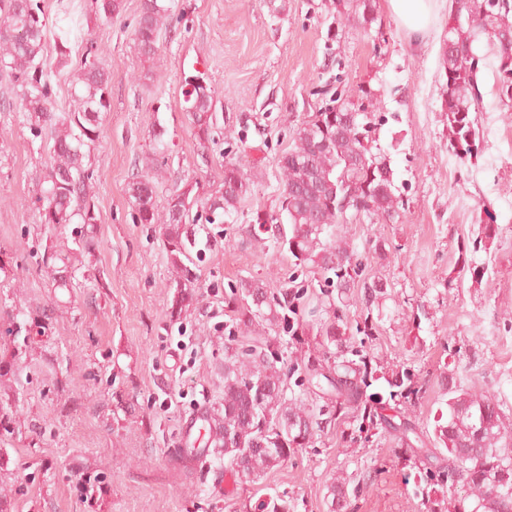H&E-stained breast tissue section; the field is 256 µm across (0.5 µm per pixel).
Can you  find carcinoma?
<instances>
[{"mask_svg": "<svg viewBox=\"0 0 512 512\" xmlns=\"http://www.w3.org/2000/svg\"><path fill=\"white\" fill-rule=\"evenodd\" d=\"M76 0H58V11L70 22L54 32L56 64H68L71 43L83 39L81 20L72 18ZM338 24H357L364 32L380 23L377 0H331ZM123 0H94L95 18L110 21L121 16ZM170 18L165 0H143L135 28L138 53L154 60L158 39ZM47 23L41 0H0V74H6L21 102L31 135L49 149V159L38 178V193L32 199L43 224H77L75 247L51 244L43 262L76 271L72 259L91 254L94 240L90 228L97 224L95 176L89 152L99 139L103 117L111 111L112 74L97 53L89 52L74 74V109L53 111L55 71L47 63ZM486 36V52L476 43ZM492 67L497 79L500 106L512 110V96L503 87V72H512V0H453L448 16V35L441 46L445 84L442 109L448 112V150L465 162L478 156L480 133L471 113L483 111L478 75ZM186 111L192 116V131L201 147L214 140L218 116L213 91L200 75L185 79ZM381 116L341 95L332 105L307 116L297 127L293 144L280 160L283 175L282 200L287 223L274 225L281 248L294 258V265L312 268L336 281L337 298L329 299L316 337L318 358L303 365L297 386H315L320 398L335 405L336 414H355L358 432L369 439L383 424L398 433L405 453L419 459L444 460L429 471L431 487L453 488L452 498L425 492L426 512H512V421L501 408L497 394L474 391L462 385L456 373L441 377L444 407L435 420L433 447L420 437L410 438L414 428L406 405L423 397V385L407 370L380 372L363 346L355 345L345 311L360 302L368 316L357 332L371 340L378 324L373 308L387 298L382 279L363 282V294L351 292L359 271V255L339 235V227L353 221L392 222L401 218V196L396 194L390 160L373 152L372 133ZM250 177L234 162L224 165V180L200 203L199 182L186 181L158 209L154 177H135L129 193L134 199L136 221L161 226L174 293L168 308L176 321L198 303V276L191 269L196 246L192 214L198 203L209 224L224 223V216L238 210L249 191ZM299 294L283 284L272 287L266 278L242 280L229 301L237 305L238 326L252 325L294 329ZM48 323L15 320L7 335H24L28 344L46 334ZM235 337L224 342V398L211 406L216 417L212 456L224 459V467L241 478L256 480L282 466L295 453L313 442L323 424V410L302 395H288L282 369L277 367L279 349L267 341L260 345L234 346ZM384 379L385 394L370 393L373 382ZM395 410L401 423L391 424L382 415ZM420 447H414V443ZM352 479L338 475L327 485L329 512H344ZM260 512H291L288 493H275L259 502Z\"/></svg>", "mask_w": 512, "mask_h": 512, "instance_id": "1", "label": "carcinoma"}]
</instances>
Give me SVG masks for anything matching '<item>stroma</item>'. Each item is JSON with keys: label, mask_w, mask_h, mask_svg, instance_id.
Returning a JSON list of instances; mask_svg holds the SVG:
<instances>
[{"label": "stroma", "mask_w": 512, "mask_h": 512, "mask_svg": "<svg viewBox=\"0 0 512 512\" xmlns=\"http://www.w3.org/2000/svg\"><path fill=\"white\" fill-rule=\"evenodd\" d=\"M142 0H124L118 20L91 21L89 38L105 47L112 74L111 110L91 151L96 179L95 249L71 287L56 288L41 257L47 242L74 237L70 224L42 223L31 200L48 160L33 139L7 80L0 79V332L17 313L47 314L49 330L35 349H14V373L0 379V406L11 432L0 435L10 457L0 472L17 512H256L268 494L288 492L294 512H327V485L354 477L349 512H425L418 469L394 433L358 438L352 416L328 413L313 446L298 449L259 481L236 479L212 460L183 469L170 454L185 421L205 402H220L224 341L233 332L227 297L262 273L273 284L302 289L301 340L285 335L281 367L315 354L313 308L328 284L307 291L297 269L257 216H281L279 158L297 126L336 94L375 93L388 118L377 145L406 183L399 224H345L365 276L393 288L380 334L366 347L385 368H411L426 388L410 416L432 439L443 372L465 386L499 393L512 409V112L499 109L496 77L482 69L483 151L462 163L448 150V115L441 110V46L448 8H441L427 45L412 42L378 0L381 28L337 27L325 0H171L179 22L162 32L153 62L141 60L134 28ZM203 73L220 118L234 138L216 137L201 150L192 135L185 79ZM169 144L155 161L153 130ZM245 165L253 180L237 214L199 231L195 271L201 298L180 320L166 310L173 291L160 228L135 221L128 184L138 174L157 179L156 203L190 179L218 186L224 165ZM496 236L475 263L494 271H461L459 247L480 225ZM389 255L379 260L377 240ZM134 403L135 416L113 409L112 394Z\"/></svg>", "instance_id": "1"}]
</instances>
